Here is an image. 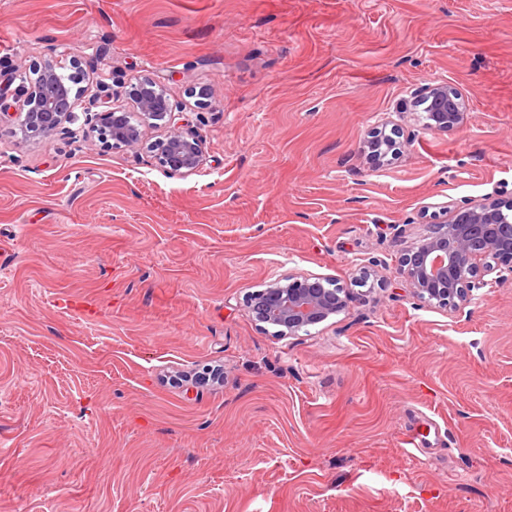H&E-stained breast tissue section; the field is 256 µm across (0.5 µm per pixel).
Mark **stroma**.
<instances>
[{"instance_id":"obj_1","label":"stroma","mask_w":512,"mask_h":512,"mask_svg":"<svg viewBox=\"0 0 512 512\" xmlns=\"http://www.w3.org/2000/svg\"><path fill=\"white\" fill-rule=\"evenodd\" d=\"M62 46L161 82L206 161L0 116V512H512V279L460 312L398 273L512 198V0H0V67ZM437 83L448 132L399 107ZM299 274L356 299L260 330ZM461 99V92L448 84H430L421 89L413 103L415 107L420 103L427 104L424 108L427 129L448 132L463 120ZM333 282L312 274L276 279L246 297V311L261 330L272 327L279 336H296L344 312L355 301L350 289Z\"/></svg>"}]
</instances>
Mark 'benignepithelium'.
<instances>
[{
  "label": "benign epithelium",
  "instance_id": "7a95c632",
  "mask_svg": "<svg viewBox=\"0 0 512 512\" xmlns=\"http://www.w3.org/2000/svg\"><path fill=\"white\" fill-rule=\"evenodd\" d=\"M72 72L63 78L54 61L36 62L24 69L0 73V112L17 105L18 128L34 136L71 134L64 123L84 112V125L107 146L139 147L145 129L162 128L157 160L164 170L186 178L204 164L203 140L183 123L182 108L167 90L150 78L138 79L121 91L99 80L95 91L82 86L85 74L77 59L69 60ZM462 94L448 84H430L414 98L424 104L426 128L439 132L461 124ZM512 201L469 203L459 208L447 224L433 235L405 250L399 259V274L417 298L439 306L462 310L474 292L492 288L512 273V224L504 222ZM356 295L328 277L290 275L276 279L246 297L250 319L266 331L297 336L308 327L347 310Z\"/></svg>",
  "mask_w": 512,
  "mask_h": 512
}]
</instances>
